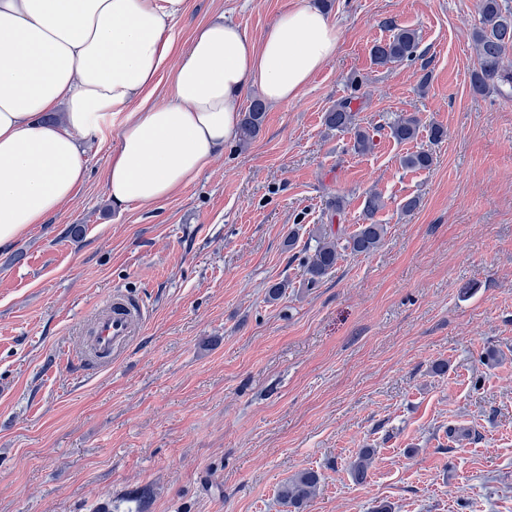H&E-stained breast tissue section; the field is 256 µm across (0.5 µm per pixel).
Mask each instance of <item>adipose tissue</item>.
I'll list each match as a JSON object with an SVG mask.
<instances>
[{"instance_id": "1", "label": "adipose tissue", "mask_w": 512, "mask_h": 512, "mask_svg": "<svg viewBox=\"0 0 512 512\" xmlns=\"http://www.w3.org/2000/svg\"><path fill=\"white\" fill-rule=\"evenodd\" d=\"M185 0H0V248L46 223L87 179L83 141L119 127L113 205L151 207L192 183L238 134L239 102L300 96L335 54V25L295 0L261 40L214 15L175 52ZM171 95L149 103L162 71Z\"/></svg>"}]
</instances>
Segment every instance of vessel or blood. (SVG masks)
<instances>
[{
    "mask_svg": "<svg viewBox=\"0 0 512 512\" xmlns=\"http://www.w3.org/2000/svg\"><path fill=\"white\" fill-rule=\"evenodd\" d=\"M149 317L144 301L112 289L97 302L90 329L72 358L73 364L93 370L121 357L142 334Z\"/></svg>",
    "mask_w": 512,
    "mask_h": 512,
    "instance_id": "vessel-or-blood-1",
    "label": "vessel or blood"
}]
</instances>
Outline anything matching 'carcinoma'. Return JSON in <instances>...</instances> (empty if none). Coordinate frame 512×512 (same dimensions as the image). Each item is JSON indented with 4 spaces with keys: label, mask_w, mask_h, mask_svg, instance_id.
<instances>
[{
    "label": "carcinoma",
    "mask_w": 512,
    "mask_h": 512,
    "mask_svg": "<svg viewBox=\"0 0 512 512\" xmlns=\"http://www.w3.org/2000/svg\"><path fill=\"white\" fill-rule=\"evenodd\" d=\"M480 25L474 28L472 40L476 50L477 65L470 76V85L477 94L497 93L512 97V0H479ZM419 36L411 28L401 27L395 30L387 40L373 46L374 64L385 67L391 64L413 61L417 57ZM359 97L351 94L339 101L325 114V125L338 132L354 133L353 149L358 153L368 152L374 145V136L370 131L360 128L356 123L354 106ZM266 104L260 98L251 100L241 122L239 140L248 142L255 138L266 117ZM390 136L399 142L411 141L416 137L419 119L414 115H399L388 123ZM404 167L413 170H425L433 164V154L419 150L405 155ZM383 206L381 197L374 193L367 197L364 213L369 223L362 224L350 235L336 233L320 228L316 236V245L312 253L304 260L303 285L312 288L329 275L336 267L343 253L368 255L374 252L382 242L385 228L382 224L370 222L375 213ZM374 449H362L350 465V475L357 482H363L370 469ZM320 474L312 469H304L284 481L278 488L280 503L292 512L309 501L317 492Z\"/></svg>",
    "instance_id": "1"
}]
</instances>
